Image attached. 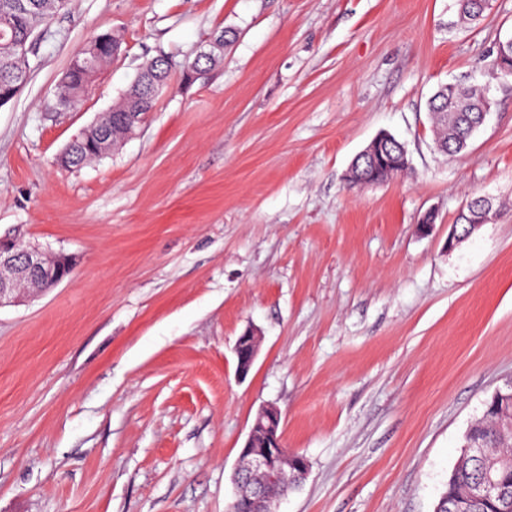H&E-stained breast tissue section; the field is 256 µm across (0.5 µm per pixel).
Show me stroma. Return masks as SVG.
<instances>
[{"label":"stroma","mask_w":512,"mask_h":512,"mask_svg":"<svg viewBox=\"0 0 512 512\" xmlns=\"http://www.w3.org/2000/svg\"><path fill=\"white\" fill-rule=\"evenodd\" d=\"M104 33L119 59L61 108ZM510 37L512 0L478 25L457 0H71L39 26L0 107V235L76 265L0 308V512H228L266 405L309 464L277 512H434L512 376V76L491 67ZM210 50L114 150L57 165L143 64ZM455 80L492 107L449 157L427 101ZM382 132L406 172L348 186ZM484 195L494 219L449 247ZM93 76L92 70H69L59 95L62 104L70 106L73 103H78L86 94L88 85L93 81ZM236 356V372L245 378L254 365L259 352V337L253 330L245 331L234 345Z\"/></svg>","instance_id":"stroma-1"}]
</instances>
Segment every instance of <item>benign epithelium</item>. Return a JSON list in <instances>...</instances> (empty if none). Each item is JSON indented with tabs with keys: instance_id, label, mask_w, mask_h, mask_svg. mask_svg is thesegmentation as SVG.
Returning a JSON list of instances; mask_svg holds the SVG:
<instances>
[{
	"instance_id": "benign-epithelium-1",
	"label": "benign epithelium",
	"mask_w": 512,
	"mask_h": 512,
	"mask_svg": "<svg viewBox=\"0 0 512 512\" xmlns=\"http://www.w3.org/2000/svg\"><path fill=\"white\" fill-rule=\"evenodd\" d=\"M148 113L135 109L124 112L122 117L126 134L130 135L147 121ZM79 138L97 157L112 149V137L96 120L84 128ZM389 140L381 139L373 149L358 155L366 165H374L389 154ZM71 260L61 255L47 253L36 245L17 250V240L10 236H0V308L6 304H16L42 293L61 283L66 274L72 272ZM236 372L246 377L254 365L259 352L258 334L249 329L234 345ZM281 414L271 405L258 413L251 432L241 448L239 465L235 471L240 492L248 494L257 502L266 498V487L275 483L281 476L282 467L291 463L292 456L284 451L281 433ZM484 485L482 489L491 491L498 488L496 460L483 457Z\"/></svg>"
}]
</instances>
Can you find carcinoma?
I'll list each match as a JSON object with an SVG mask.
<instances>
[{
  "mask_svg": "<svg viewBox=\"0 0 512 512\" xmlns=\"http://www.w3.org/2000/svg\"><path fill=\"white\" fill-rule=\"evenodd\" d=\"M68 4L69 0H0V90L26 81L25 71L30 69L28 59L14 55L10 45L18 41L30 42L36 27L51 20ZM458 5L463 21L485 20L486 9L482 7V0H458ZM211 63L209 57L176 62L160 55L143 66L137 84L129 88L116 107L134 100L140 111L149 112L155 104L152 95L155 85H166L177 74L184 78L190 73L201 72ZM93 76L91 70L68 71L59 95L62 104L69 106L79 102ZM488 103L484 94L470 86L448 83L439 87L427 106L433 117L437 139L443 142L441 152L451 156L461 153L457 142L469 140L472 135L469 128L477 122ZM93 160L95 156L77 142L71 152L58 159L57 163L65 169H76ZM405 169V163L394 153L386 164L372 169L370 174L380 181ZM467 437L498 459V479L508 489V500H502L495 492H479L484 481L482 459L471 454V449L464 448L436 503V512H512V431L502 420L501 400L487 401L482 417L468 427Z\"/></svg>",
  "mask_w": 512,
  "mask_h": 512,
  "instance_id": "carcinoma-1",
  "label": "carcinoma"
}]
</instances>
